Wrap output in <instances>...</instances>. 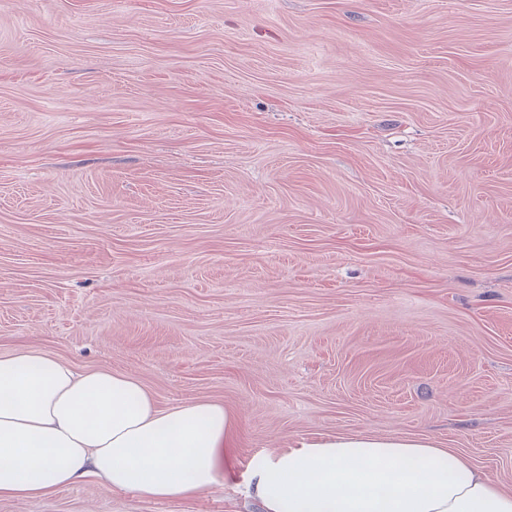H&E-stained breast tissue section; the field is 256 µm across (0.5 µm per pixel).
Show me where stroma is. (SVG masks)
Here are the masks:
<instances>
[{
	"label": "stroma",
	"mask_w": 512,
	"mask_h": 512,
	"mask_svg": "<svg viewBox=\"0 0 512 512\" xmlns=\"http://www.w3.org/2000/svg\"><path fill=\"white\" fill-rule=\"evenodd\" d=\"M236 419L224 478L0 512H256L299 436L512 492V0H0V355Z\"/></svg>",
	"instance_id": "1"
}]
</instances>
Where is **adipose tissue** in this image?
Instances as JSON below:
<instances>
[{"mask_svg":"<svg viewBox=\"0 0 512 512\" xmlns=\"http://www.w3.org/2000/svg\"><path fill=\"white\" fill-rule=\"evenodd\" d=\"M234 417L193 400L163 409L132 377L73 371L54 355L0 357V499H37L94 477L147 500L224 477ZM261 512H512V493L427 437L338 433L256 458Z\"/></svg>","mask_w":512,"mask_h":512,"instance_id":"1","label":"adipose tissue"}]
</instances>
